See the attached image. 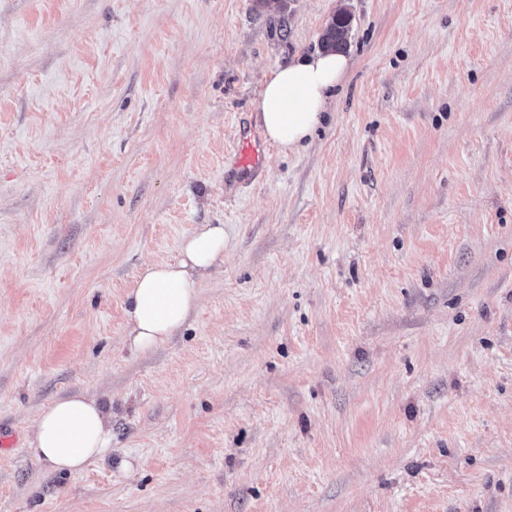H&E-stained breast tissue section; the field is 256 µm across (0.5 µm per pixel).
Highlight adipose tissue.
Returning a JSON list of instances; mask_svg holds the SVG:
<instances>
[{"instance_id":"1","label":"adipose tissue","mask_w":512,"mask_h":512,"mask_svg":"<svg viewBox=\"0 0 512 512\" xmlns=\"http://www.w3.org/2000/svg\"><path fill=\"white\" fill-rule=\"evenodd\" d=\"M351 67L340 53L298 57L271 71L259 94L258 119L265 137L282 152L303 147ZM175 261L145 264L127 296V335L147 352L169 340L200 301V284L224 259V227L203 224L179 243ZM112 441L108 415L96 399L73 395L55 400L36 420L31 450L56 471L82 472L102 458Z\"/></svg>"}]
</instances>
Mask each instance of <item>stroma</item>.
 Returning a JSON list of instances; mask_svg holds the SVG:
<instances>
[{
	"label": "stroma",
	"mask_w": 512,
	"mask_h": 512,
	"mask_svg": "<svg viewBox=\"0 0 512 512\" xmlns=\"http://www.w3.org/2000/svg\"><path fill=\"white\" fill-rule=\"evenodd\" d=\"M351 18L312 141L225 158ZM224 263L151 352L147 262ZM84 394L64 474L28 444ZM0 512H512V0H0ZM349 26L350 17L345 13L337 14L323 34L321 45L335 51L341 50L347 44L346 35ZM238 143L242 148L236 151L233 155L235 158V165L243 172H251L259 167L260 155L263 150V145L259 140H252L251 136H247L245 131L240 130ZM177 260L145 264L127 296V336L140 352L169 340L200 301V284L224 262V227L201 224L179 243ZM112 441L108 414L96 399L73 395L59 398L36 420L31 451L56 471L80 473L103 457Z\"/></svg>",
	"instance_id": "stroma-1"
}]
</instances>
